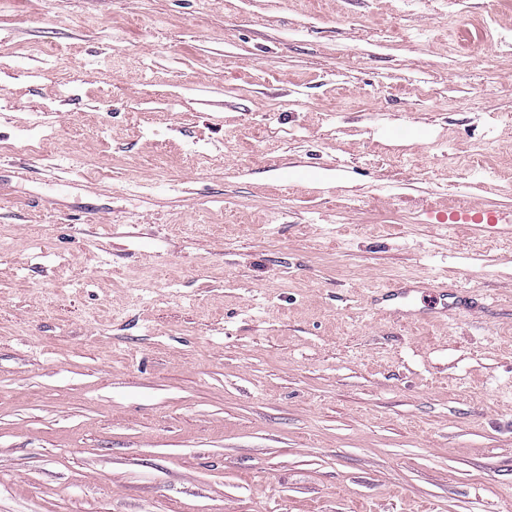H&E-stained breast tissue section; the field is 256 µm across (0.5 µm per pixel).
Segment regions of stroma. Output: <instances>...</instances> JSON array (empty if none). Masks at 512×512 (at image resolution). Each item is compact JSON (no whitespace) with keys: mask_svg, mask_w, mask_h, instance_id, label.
I'll return each mask as SVG.
<instances>
[{"mask_svg":"<svg viewBox=\"0 0 512 512\" xmlns=\"http://www.w3.org/2000/svg\"><path fill=\"white\" fill-rule=\"evenodd\" d=\"M13 168L0 512H512V0H0ZM504 222H512L511 212L504 214L480 207H472L448 213V224H452V226L473 227L479 225L490 230L497 224H503ZM450 288L453 289L448 290V282L435 283V281L427 278L417 280L414 283H396L380 294L376 302L382 305L379 307L382 312H389L405 320L427 321L430 315L447 314L449 308L458 305L462 300L465 301L467 290ZM432 291L437 292L435 297L438 299L437 304L441 305L440 308L428 305L423 308L414 303L419 294L425 296ZM448 299L452 301H448Z\"/></svg>","mask_w":512,"mask_h":512,"instance_id":"1","label":"stroma"}]
</instances>
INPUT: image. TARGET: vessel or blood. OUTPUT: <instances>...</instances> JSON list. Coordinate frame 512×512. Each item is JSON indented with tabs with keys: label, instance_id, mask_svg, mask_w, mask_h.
Here are the masks:
<instances>
[{
	"label": "vessel or blood",
	"instance_id": "obj_1",
	"mask_svg": "<svg viewBox=\"0 0 512 512\" xmlns=\"http://www.w3.org/2000/svg\"><path fill=\"white\" fill-rule=\"evenodd\" d=\"M449 224L463 227L476 225L491 229L496 225L512 222L511 213H500L472 207L466 210H457L448 215ZM436 294L439 307L451 308L452 304L461 303L466 298V291L462 288H448L447 284L435 283L424 278L412 283H396L387 288L377 299L382 311L388 312L405 320L426 321L433 315V307H420L415 300L418 296Z\"/></svg>",
	"mask_w": 512,
	"mask_h": 512
}]
</instances>
